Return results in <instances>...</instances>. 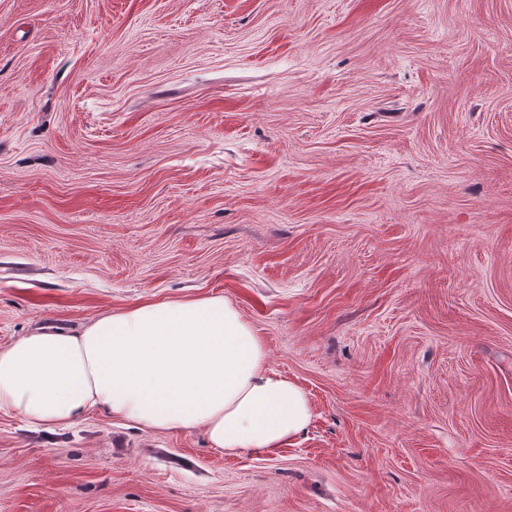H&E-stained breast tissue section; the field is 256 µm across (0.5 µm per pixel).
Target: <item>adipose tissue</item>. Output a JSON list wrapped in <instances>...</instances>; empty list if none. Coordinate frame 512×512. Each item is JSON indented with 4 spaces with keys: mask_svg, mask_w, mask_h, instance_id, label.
<instances>
[{
    "mask_svg": "<svg viewBox=\"0 0 512 512\" xmlns=\"http://www.w3.org/2000/svg\"><path fill=\"white\" fill-rule=\"evenodd\" d=\"M98 410L144 430L203 429L231 455L274 453L312 418L308 394L269 368L220 296L141 303L0 346V411L58 426Z\"/></svg>",
    "mask_w": 512,
    "mask_h": 512,
    "instance_id": "1",
    "label": "adipose tissue"
}]
</instances>
